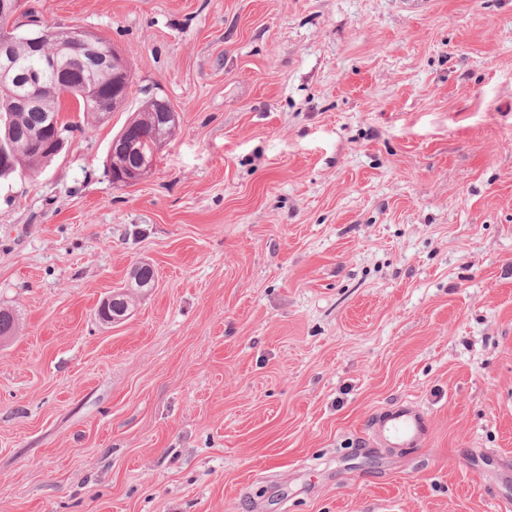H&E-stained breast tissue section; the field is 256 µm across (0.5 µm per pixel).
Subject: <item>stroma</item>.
Masks as SVG:
<instances>
[{
    "instance_id": "1",
    "label": "stroma",
    "mask_w": 512,
    "mask_h": 512,
    "mask_svg": "<svg viewBox=\"0 0 512 512\" xmlns=\"http://www.w3.org/2000/svg\"><path fill=\"white\" fill-rule=\"evenodd\" d=\"M28 5L132 82L0 184V512L512 504V0ZM151 98L176 132L115 184ZM399 404L425 445H368ZM154 105L150 111V99L146 100L139 112H137L124 125L119 133L135 139L143 137L151 138L155 128V114L159 112L161 120L165 122L176 119V113L166 101L153 100ZM123 135H117L112 139V145L107 157V169L113 183L133 185L153 169L160 142L150 143L128 139ZM134 158V164L129 159ZM125 288H130V287H124L123 289H119V290H122V292H118V294L116 295V300L115 302L112 301V296L107 299L106 301L103 302V304L101 305V309H102V313H103V318L105 320V322L107 323H120L122 322L123 320H125L126 317H121V316H112L114 314V309H115V306L118 308V309H122V312H124L125 316H128L129 315V310L130 308L132 307V303H131V297H130V292L128 291L129 289H125ZM111 305H112V312H110L109 308H111ZM117 311V309H115ZM98 316L99 318L104 321L101 316H100V313H99V310H98Z\"/></svg>"
}]
</instances>
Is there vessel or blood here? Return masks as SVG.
I'll return each instance as SVG.
<instances>
[{"label": "vessel or blood", "mask_w": 512, "mask_h": 512, "mask_svg": "<svg viewBox=\"0 0 512 512\" xmlns=\"http://www.w3.org/2000/svg\"><path fill=\"white\" fill-rule=\"evenodd\" d=\"M429 428L425 413L410 404L376 411L366 426L368 440L381 448L422 447Z\"/></svg>", "instance_id": "b4317fda"}]
</instances>
